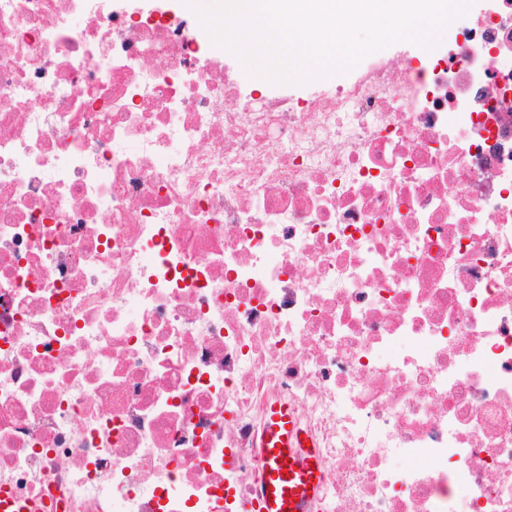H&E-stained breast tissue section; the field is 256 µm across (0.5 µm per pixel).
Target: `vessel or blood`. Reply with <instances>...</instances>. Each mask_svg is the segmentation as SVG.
<instances>
[{
	"instance_id": "b4317fda",
	"label": "vessel or blood",
	"mask_w": 512,
	"mask_h": 512,
	"mask_svg": "<svg viewBox=\"0 0 512 512\" xmlns=\"http://www.w3.org/2000/svg\"><path fill=\"white\" fill-rule=\"evenodd\" d=\"M264 445L259 512H308L309 495L321 479L322 467L315 451L301 439L291 412L274 410Z\"/></svg>"
}]
</instances>
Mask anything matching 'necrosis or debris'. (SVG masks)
Listing matches in <instances>:
<instances>
[{
    "instance_id": "1",
    "label": "necrosis or debris",
    "mask_w": 512,
    "mask_h": 512,
    "mask_svg": "<svg viewBox=\"0 0 512 512\" xmlns=\"http://www.w3.org/2000/svg\"><path fill=\"white\" fill-rule=\"evenodd\" d=\"M256 89L183 0H0V512H512V0ZM264 438V484L260 512H308L309 494L318 485L322 465L314 449L304 448L293 414L288 409L273 411ZM309 463H314L310 467ZM297 466V469H294ZM287 469L289 478L283 474Z\"/></svg>"
}]
</instances>
